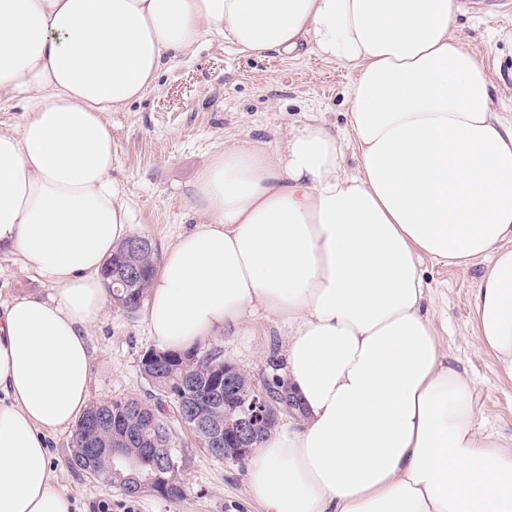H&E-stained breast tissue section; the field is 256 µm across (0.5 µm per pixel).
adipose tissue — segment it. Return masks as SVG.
<instances>
[{
	"label": "adipose tissue",
	"mask_w": 512,
	"mask_h": 512,
	"mask_svg": "<svg viewBox=\"0 0 512 512\" xmlns=\"http://www.w3.org/2000/svg\"><path fill=\"white\" fill-rule=\"evenodd\" d=\"M459 0H0V247L55 294L0 307V512H73L40 436L91 378L101 270L132 222L104 120L206 35L311 48L355 71L347 123L228 144L198 174L202 224L163 254L147 328L187 350L256 319L286 329L288 435L256 448L265 512H512V439L448 363L422 266L484 270L468 339L512 382V124L457 32ZM355 167H347V159Z\"/></svg>",
	"instance_id": "adipose-tissue-1"
}]
</instances>
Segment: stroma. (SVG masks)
I'll return each mask as SVG.
<instances>
[{
    "label": "stroma",
    "mask_w": 512,
    "mask_h": 512,
    "mask_svg": "<svg viewBox=\"0 0 512 512\" xmlns=\"http://www.w3.org/2000/svg\"><path fill=\"white\" fill-rule=\"evenodd\" d=\"M462 5L458 34L484 62L496 86L495 108L511 123L512 15H505L504 0H462ZM353 80V71L325 63L304 48L292 56L270 52L256 58L210 35L168 61L141 100L104 115L112 127V177L124 189L131 233L148 235L162 250L171 246L201 222L191 205L192 185L225 144L283 139L293 126L314 118L343 125ZM423 271L433 287L430 303L442 318L449 364L478 381L486 428L511 437L512 383L497 377L492 359L476 353L466 336L480 267L464 273L427 263ZM30 292L47 297L54 286L22 272L13 256L0 251V304ZM88 340L89 401H149L151 388L140 373V360L154 342L144 313L107 309L89 329ZM284 340L280 324L263 322L219 333L210 342L221 346L225 359L255 375L267 369L270 359H283ZM175 434L187 487L178 502L150 492L131 498L68 468L72 429L46 432L45 442L53 478L74 499L75 512H101L105 506L110 512H263L248 493V463L212 457L186 429Z\"/></svg>",
    "instance_id": "obj_1"
}]
</instances>
